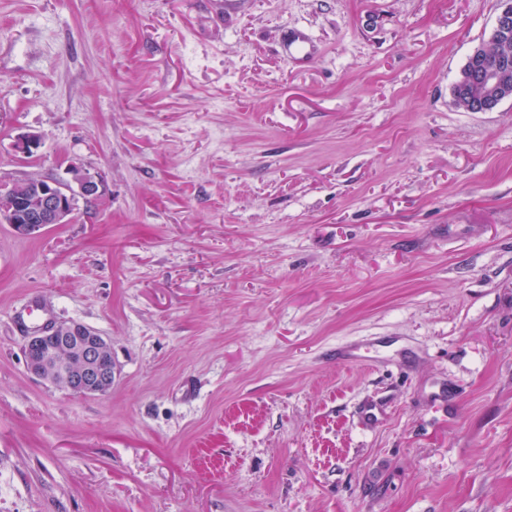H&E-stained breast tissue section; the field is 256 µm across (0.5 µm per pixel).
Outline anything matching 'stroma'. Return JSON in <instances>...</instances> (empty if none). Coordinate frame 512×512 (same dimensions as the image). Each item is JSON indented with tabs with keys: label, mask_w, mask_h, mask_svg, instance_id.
<instances>
[{
	"label": "stroma",
	"mask_w": 512,
	"mask_h": 512,
	"mask_svg": "<svg viewBox=\"0 0 512 512\" xmlns=\"http://www.w3.org/2000/svg\"><path fill=\"white\" fill-rule=\"evenodd\" d=\"M499 10L0 0V177L103 180L0 223V512H512V100L451 94ZM34 296L108 393L27 371ZM69 186L41 177H29L18 182L1 183L0 223L10 224L20 236L37 235L52 224H68L74 214L77 194L95 200L101 194L100 176L88 169L73 167Z\"/></svg>",
	"instance_id": "35a3bbf8"
}]
</instances>
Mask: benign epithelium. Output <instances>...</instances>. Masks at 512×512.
<instances>
[{
    "instance_id": "1",
    "label": "benign epithelium",
    "mask_w": 512,
    "mask_h": 512,
    "mask_svg": "<svg viewBox=\"0 0 512 512\" xmlns=\"http://www.w3.org/2000/svg\"><path fill=\"white\" fill-rule=\"evenodd\" d=\"M512 37V0H502L490 39ZM466 81L483 89V97L469 108L490 112L512 98V62L503 58L498 66H476ZM78 190L54 180L29 177L0 183V223L10 225L20 236L30 237L53 224H67L74 214L77 196L95 200L101 194L100 176L88 169H71ZM112 352L107 339L79 323L49 324L28 334L25 342L27 369L38 378L57 376L63 389L80 395H100L112 389L115 369L106 355Z\"/></svg>"
}]
</instances>
